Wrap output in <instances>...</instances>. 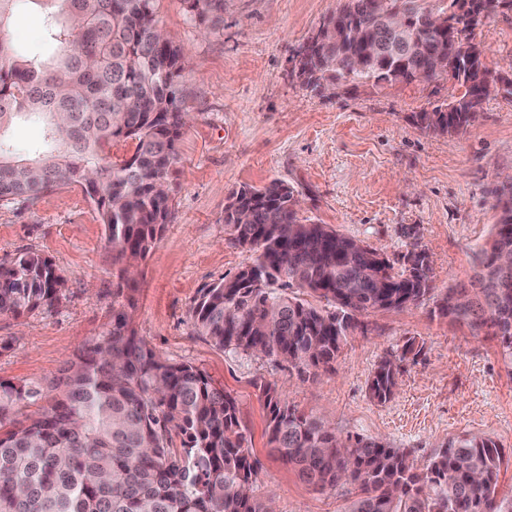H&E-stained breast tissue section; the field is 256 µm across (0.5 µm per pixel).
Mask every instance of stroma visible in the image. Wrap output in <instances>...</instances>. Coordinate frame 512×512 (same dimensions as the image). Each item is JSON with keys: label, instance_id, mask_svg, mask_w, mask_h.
<instances>
[{"label": "stroma", "instance_id": "obj_1", "mask_svg": "<svg viewBox=\"0 0 512 512\" xmlns=\"http://www.w3.org/2000/svg\"><path fill=\"white\" fill-rule=\"evenodd\" d=\"M343 3L224 0L223 27L207 29L190 19L183 0H158V25L186 59L179 98L190 115L177 143L169 220L129 279L113 263L81 187L29 203L0 201V262L35 253L67 279L55 309L0 315V380L49 383L122 309L157 355L191 363L236 398L260 462L254 494L276 512H345L354 487L315 488L270 447L261 381L282 386L290 406L337 436L384 441L420 465L458 437L493 439L506 453L497 493L512 497V361L499 339L437 313L448 289L470 285L496 205L512 195V102L490 96L474 124L449 136L414 121L447 101L452 87L444 80L348 85L331 96L306 89L292 75L295 54ZM43 32V11L23 6L1 34L38 56ZM472 39L491 71L512 66V12L484 19ZM274 179L295 189L309 222L361 240L399 266L414 248L432 260L430 300L364 313L335 362L303 375L215 346L191 317L202 288L254 259L226 230L231 193ZM410 338L421 354L402 358L389 402L373 401L368 383L379 361L402 357Z\"/></svg>", "mask_w": 512, "mask_h": 512}]
</instances>
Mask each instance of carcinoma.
Returning a JSON list of instances; mask_svg holds the SVG:
<instances>
[{
	"label": "carcinoma",
	"mask_w": 512,
	"mask_h": 512,
	"mask_svg": "<svg viewBox=\"0 0 512 512\" xmlns=\"http://www.w3.org/2000/svg\"><path fill=\"white\" fill-rule=\"evenodd\" d=\"M36 2L46 6L47 58L23 56L0 37V200L80 185L96 205L113 260L132 268L169 217L168 184L186 124L178 105L184 55L158 29L157 0H0V28L16 7ZM185 2L199 23H224V0ZM462 2L417 0L407 19L409 45L397 48L380 11L369 0H349L327 19L312 68L337 87L447 80L464 92L422 113L418 126L458 134L490 95L512 101V86L475 83L479 69H489L483 56L467 53ZM435 54L448 58V70L435 69ZM22 119L39 122L44 139L18 156L5 135ZM128 138L137 141L134 154L119 164L106 160V147ZM293 194L278 180L233 193L247 219L228 205L224 224L255 258L202 289L193 319L228 352L283 359L302 373L336 361L358 315L417 305L433 280L430 266L397 270L348 250L351 238L299 216ZM501 251H512V198L500 205L478 266H492ZM64 285L51 260L19 254L0 263V315L50 311ZM293 286L332 309L290 295ZM470 291L475 306L458 304L462 289H451L439 315L490 331L512 358V288ZM413 352L409 339L399 359L379 362L371 399L394 397L398 361ZM260 391L270 444L310 485L356 486L347 512H512V498L496 495L504 454L490 438L451 441L420 467L404 448L337 437L288 405L275 383ZM42 399L49 405L30 423L16 419ZM259 468L236 399L194 365L160 358L123 310L113 311L112 327L82 345L48 386L0 381V512H273L253 494Z\"/></svg>",
	"instance_id": "cac0c4a2"
}]
</instances>
